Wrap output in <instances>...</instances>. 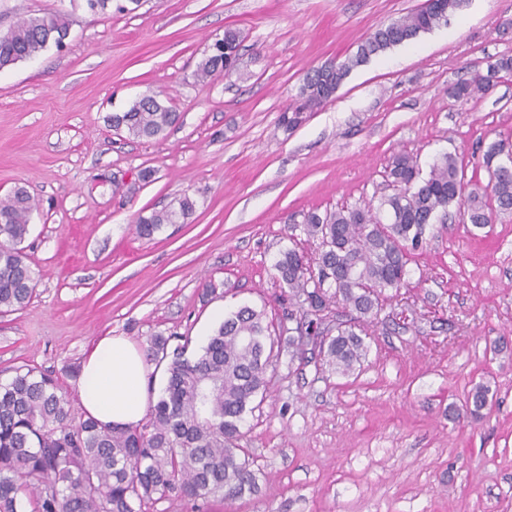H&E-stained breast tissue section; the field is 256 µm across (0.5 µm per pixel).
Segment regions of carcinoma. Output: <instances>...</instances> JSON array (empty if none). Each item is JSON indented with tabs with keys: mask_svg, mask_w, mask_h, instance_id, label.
<instances>
[{
	"mask_svg": "<svg viewBox=\"0 0 512 512\" xmlns=\"http://www.w3.org/2000/svg\"><path fill=\"white\" fill-rule=\"evenodd\" d=\"M460 0H441L437 9H419L378 27L354 55L309 71L300 87V104L283 112L282 124L293 129L302 114L325 104L349 72L372 56L416 38L448 21ZM64 14L26 19L0 35V69L30 59L66 36ZM241 54L229 62L224 48H210L196 77L238 72ZM512 73V57L503 55L455 83L448 95L466 101L490 88L499 73ZM180 116L152 98H140L110 121L138 139L156 138ZM504 146L493 143L483 154L491 169L485 187L465 181L458 157L444 153L421 176L416 157L393 156L388 178L392 193L377 208L351 207L321 216H304L302 232L318 241L310 257L296 248L279 254L277 280L286 285L302 311L288 329L291 354L301 349L299 336L320 337L317 356L347 375L361 364L365 336L375 325L383 302L408 286L411 254L422 248L434 215L456 205L463 220L477 229L493 214L512 210V156L494 162ZM35 203L16 188L0 199V312L25 306L35 291V272L21 244L29 232ZM188 196L178 207L154 211L137 220L136 231L151 238L166 224L193 214ZM270 337L266 313L243 306L213 330L206 345L187 355L190 339L168 351L169 339L158 333L151 355L166 363L167 381L146 424L117 427L91 417L73 421L67 396L52 375L18 367L0 382V512H142L149 503L182 500L206 503L215 497L235 501L259 492V472L239 446L242 424L252 403L266 390L272 364L265 353ZM491 391L477 384L469 391L464 413L480 416Z\"/></svg>",
	"mask_w": 512,
	"mask_h": 512,
	"instance_id": "obj_1",
	"label": "carcinoma"
}]
</instances>
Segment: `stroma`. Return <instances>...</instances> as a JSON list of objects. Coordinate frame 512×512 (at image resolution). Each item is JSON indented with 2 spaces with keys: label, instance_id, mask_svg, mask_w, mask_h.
<instances>
[{
  "label": "stroma",
  "instance_id": "35a3bbf8",
  "mask_svg": "<svg viewBox=\"0 0 512 512\" xmlns=\"http://www.w3.org/2000/svg\"><path fill=\"white\" fill-rule=\"evenodd\" d=\"M424 2L112 0L95 15L84 0H0V34L70 19L63 46L0 71V199L21 186L34 200L24 247L37 274L27 307L0 315V380L50 373L80 418L81 365L101 337L145 351L155 334L188 336L196 350L215 310L244 305L287 324L279 252L315 255L298 230L308 211L378 206L392 155L426 172L450 152L487 184L477 151L512 146V74L465 102L448 89L512 54V0H463L446 24L354 67L297 127L280 123L308 71ZM228 28L242 36L239 75L196 81ZM144 94L179 123L155 139L115 132L109 116ZM185 195L187 223L137 235L138 216ZM409 269L353 374L317 372L275 340L240 441L257 495L145 512H512V213L478 230L450 212ZM478 382L491 411L449 417Z\"/></svg>",
  "mask_w": 512,
  "mask_h": 512
}]
</instances>
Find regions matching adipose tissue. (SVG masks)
<instances>
[{
  "label": "adipose tissue",
  "mask_w": 512,
  "mask_h": 512,
  "mask_svg": "<svg viewBox=\"0 0 512 512\" xmlns=\"http://www.w3.org/2000/svg\"><path fill=\"white\" fill-rule=\"evenodd\" d=\"M147 377L144 356L132 342L102 337L81 368L78 395L84 412L104 424L137 425L148 407Z\"/></svg>",
  "instance_id": "adipose-tissue-1"
}]
</instances>
